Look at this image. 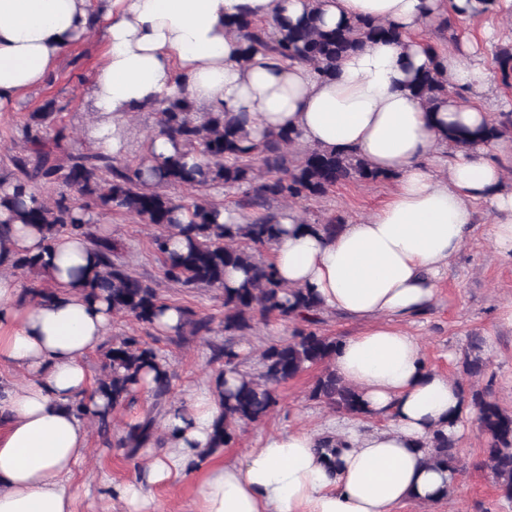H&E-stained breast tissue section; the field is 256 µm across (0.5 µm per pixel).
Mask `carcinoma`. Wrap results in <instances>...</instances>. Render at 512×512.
Masks as SVG:
<instances>
[{
	"label": "carcinoma",
	"instance_id": "obj_1",
	"mask_svg": "<svg viewBox=\"0 0 512 512\" xmlns=\"http://www.w3.org/2000/svg\"><path fill=\"white\" fill-rule=\"evenodd\" d=\"M244 44V52L263 50L276 57L311 64L322 77H333L336 64L347 54L378 40L402 43V35L385 24L350 20L332 29L319 25L317 11L290 26L276 20L258 22L242 16L230 22ZM504 85L512 84V45L504 44L494 54ZM411 91L430 107L448 98V82L433 70L419 73ZM161 128L177 139L189 153L206 159L204 167L189 168L184 155L176 154L163 163L159 185L225 188L237 195L235 205L250 213L247 223L228 226L218 223V207L200 197L176 200L156 190L141 177L140 169L110 155L68 147L64 128L50 129L55 122L54 102L46 101L30 113L19 132L33 145L28 152L11 158L12 191L0 195V208L10 220L37 228L48 240L61 235L83 236L97 258L81 292L88 300L106 293L117 315L133 318L152 327L168 307L156 289L130 274L118 261V244L109 236L92 232L83 198L94 201L103 212H122L141 223L161 229L151 241L162 258L165 278L184 288L207 286L224 293V345L212 349V359L224 360V370L238 375V384L222 392L223 413L216 421L212 447L229 446L237 429L267 416L276 405L277 387L305 370L323 367L310 391V398L330 409L347 414L362 411L360 395L336 374L331 359L340 342L310 329L319 322L312 294L288 289L278 280L273 267L255 258L252 249L270 246L281 232L273 204L326 196L338 184L360 181L376 183L387 179L362 158L321 148L296 151L288 131H281L254 143L245 128L246 119L229 112H205L196 116L194 106L184 97L173 96L156 108ZM512 134V111L497 113L489 126L471 131L460 128L448 136V149L467 146ZM260 166H255V162ZM41 183H56L64 190L53 202L27 200ZM185 238V249H168L172 234ZM243 268L246 277L235 288L224 287V273ZM15 269L45 280L50 277L35 257L20 258ZM304 310L305 328H296L292 338L268 344L261 352L257 375L239 370V353L234 337L243 336L254 325L272 317L288 321ZM184 327L196 335L213 331V319L184 308ZM484 342L470 337L469 351L462 360V372L477 376L484 370L475 355ZM105 374L94 393L119 406L136 391L142 375L156 372L151 389L154 407L161 409L172 389L174 374L167 361L141 336L131 334L102 346ZM471 404L482 432L488 436L487 462L504 495L512 498V413L480 391L471 392ZM156 416L147 415L121 438V446L135 453L154 436ZM430 459L451 472L459 470L456 440L437 430L427 440Z\"/></svg>",
	"mask_w": 512,
	"mask_h": 512
}]
</instances>
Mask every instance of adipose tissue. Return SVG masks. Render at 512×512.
<instances>
[{"instance_id":"ef3b65f1","label":"adipose tissue","mask_w":512,"mask_h":512,"mask_svg":"<svg viewBox=\"0 0 512 512\" xmlns=\"http://www.w3.org/2000/svg\"><path fill=\"white\" fill-rule=\"evenodd\" d=\"M314 7L325 25L372 19L398 28L404 43L374 42L324 79L298 61L243 59L227 25L243 12L294 23ZM478 8L477 0H0V107L43 85L61 54L99 30L106 50L89 79L95 150L123 156L132 115L180 93L209 112L245 113L253 140L287 129L297 148L355 153L395 181L378 209L333 235L304 226L295 207L282 209L283 232L268 257L285 287L308 290L322 310L363 324L332 359L358 391L362 415L265 434L228 462L211 441L219 393L237 376L213 378L164 415L162 448L142 451L143 478L114 487L126 512H157L150 486L183 481L198 485L193 512H394L452 490L450 472L422 445L467 406L460 384L427 364L407 325L433 307L476 203L490 206L495 252L512 259V191L502 189L512 137L447 148L449 128L491 121L490 83L458 53L430 51L420 30L450 14L477 16ZM432 66L464 98L435 109L415 98L410 82ZM25 255L42 257L53 293L26 292L12 275ZM94 262L85 238L50 242L19 223L0 247V365L23 374L0 391V512H75L71 475L87 459L89 421L74 405L109 407L92 392L87 358L106 341L114 314L105 301L86 300L69 273ZM329 442L343 445L333 462Z\"/></svg>"}]
</instances>
